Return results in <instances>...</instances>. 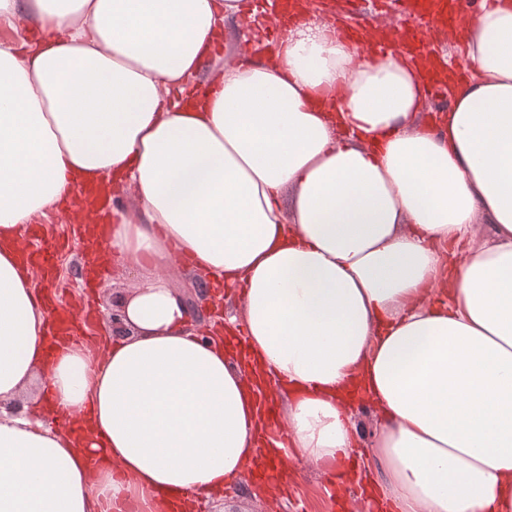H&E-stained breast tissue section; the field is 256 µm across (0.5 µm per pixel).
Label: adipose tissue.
<instances>
[{"label": "adipose tissue", "instance_id": "ef3b65f1", "mask_svg": "<svg viewBox=\"0 0 512 512\" xmlns=\"http://www.w3.org/2000/svg\"><path fill=\"white\" fill-rule=\"evenodd\" d=\"M294 8L267 53L212 71L249 0H0L39 34L0 42V512L222 496L259 463L271 382L316 469L354 448V394L373 407L388 512H512V0L462 17L471 74L440 72L435 121L429 57L358 59ZM107 179L135 198L104 237L127 331L51 361L17 244ZM186 262L239 289L224 328L247 360L199 335L166 274Z\"/></svg>", "mask_w": 512, "mask_h": 512}]
</instances>
